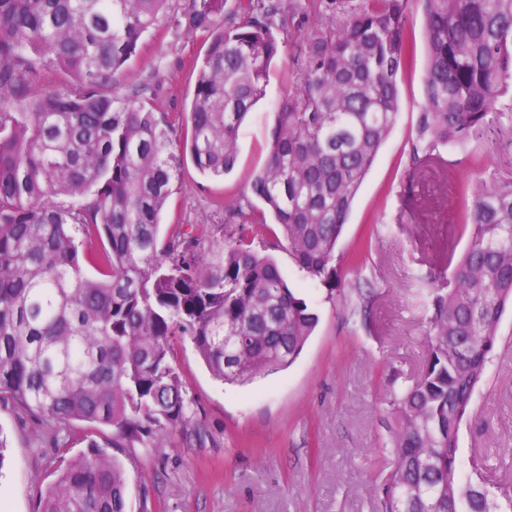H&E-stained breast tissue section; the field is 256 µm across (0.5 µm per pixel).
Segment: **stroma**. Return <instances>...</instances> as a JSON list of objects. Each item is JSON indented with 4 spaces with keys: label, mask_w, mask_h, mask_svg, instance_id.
I'll use <instances>...</instances> for the list:
<instances>
[{
    "label": "stroma",
    "mask_w": 512,
    "mask_h": 512,
    "mask_svg": "<svg viewBox=\"0 0 512 512\" xmlns=\"http://www.w3.org/2000/svg\"><path fill=\"white\" fill-rule=\"evenodd\" d=\"M321 0H279L287 43L271 72L268 95L240 128L234 169L205 177L183 156L175 190L159 216L160 236L188 224L204 225L206 246L224 240L232 211L256 204L251 192L265 164L275 124V103L292 86L295 54ZM409 30L415 62L400 82L396 126L381 146L349 213L336 253L341 289L309 280L286 242L266 238L255 248L271 255L291 288L319 315V323L289 366L243 384L213 378L189 337L174 341L179 372L193 416L177 425L168 444L151 451L112 447L111 428L74 423L72 454L96 441L119 460L127 476L129 512H377V479L388 457L386 398L393 384L418 380L428 351L426 289L445 287L451 270L446 247L463 249L467 237L451 223L452 181L473 179L467 154L451 149L446 171H417L409 152L422 102L426 68L423 6L413 0ZM205 36L167 27L149 35L138 55L112 77L121 97L142 84L154 88L155 111L176 121L172 141L182 146V121L193 96L195 66ZM365 248L361 267L350 258ZM498 344L487 379L459 430L463 476L482 464L488 489H512V308L497 328ZM0 512H37L40 492L60 458L35 416L0 405Z\"/></svg>",
    "instance_id": "obj_1"
}]
</instances>
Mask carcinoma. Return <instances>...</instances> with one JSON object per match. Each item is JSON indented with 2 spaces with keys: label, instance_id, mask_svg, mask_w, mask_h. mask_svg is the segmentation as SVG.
Masks as SVG:
<instances>
[{
  "label": "carcinoma",
  "instance_id": "obj_1",
  "mask_svg": "<svg viewBox=\"0 0 512 512\" xmlns=\"http://www.w3.org/2000/svg\"><path fill=\"white\" fill-rule=\"evenodd\" d=\"M166 2L0 0V403L41 418L57 447L69 448L76 422L112 427L114 448L164 447L191 414L171 362L176 336L226 383L294 362L318 315L252 237L283 236L307 277L336 286L339 238L412 63L410 0H326L251 185L264 209L225 225V243L206 252L202 226L159 236L181 161L169 116L144 88L114 98L100 87L164 20L207 35L183 149L221 177L285 41L266 0L227 27L225 0H184L175 15ZM422 2L428 57L411 161L442 168L450 146L512 138V0ZM45 72L67 76L70 91L32 93ZM471 157L476 178L457 188L467 246L448 250V289L428 293L425 369L390 393L381 512H499L483 484L463 480L457 449L512 304V178ZM78 232L102 243L96 277ZM89 448L59 466L38 512H126L123 465Z\"/></svg>",
  "mask_w": 512,
  "mask_h": 512
}]
</instances>
